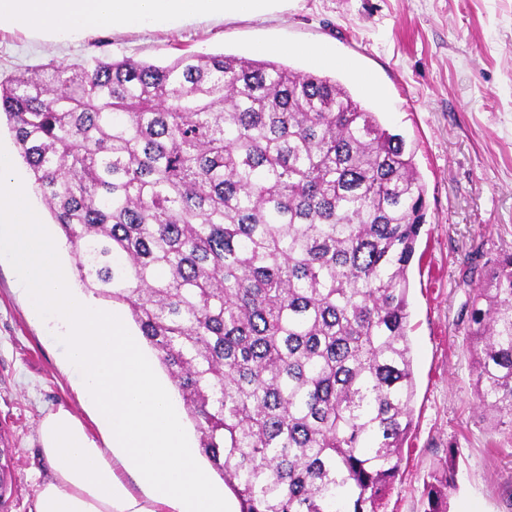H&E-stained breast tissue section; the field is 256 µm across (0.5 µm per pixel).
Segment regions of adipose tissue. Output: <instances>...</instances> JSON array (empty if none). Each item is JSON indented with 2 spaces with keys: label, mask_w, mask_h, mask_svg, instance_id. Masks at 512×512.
Instances as JSON below:
<instances>
[{
  "label": "adipose tissue",
  "mask_w": 512,
  "mask_h": 512,
  "mask_svg": "<svg viewBox=\"0 0 512 512\" xmlns=\"http://www.w3.org/2000/svg\"><path fill=\"white\" fill-rule=\"evenodd\" d=\"M278 0H0V28L28 27L47 41L103 26L164 29L201 15H260ZM62 245L42 225L0 145V255L15 266L34 315L65 346L91 436L69 409L40 424V455L52 467L34 512H224V490L196 461L176 394L120 308L74 288Z\"/></svg>",
  "instance_id": "1"
}]
</instances>
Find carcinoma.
Masks as SVG:
<instances>
[{"label": "carcinoma", "mask_w": 512, "mask_h": 512, "mask_svg": "<svg viewBox=\"0 0 512 512\" xmlns=\"http://www.w3.org/2000/svg\"><path fill=\"white\" fill-rule=\"evenodd\" d=\"M0 108L83 289L158 352L240 512H379L413 425L409 269L426 188L335 79L184 54L14 74ZM512 433V254L468 303ZM454 465L425 512H448Z\"/></svg>", "instance_id": "carcinoma-1"}]
</instances>
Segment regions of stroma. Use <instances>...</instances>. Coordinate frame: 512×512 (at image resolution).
<instances>
[{"mask_svg": "<svg viewBox=\"0 0 512 512\" xmlns=\"http://www.w3.org/2000/svg\"><path fill=\"white\" fill-rule=\"evenodd\" d=\"M263 41L306 72L301 50L330 43L351 69L323 68L414 152L427 216L409 272L417 383L412 433L383 512H424L423 490L456 464L448 512H512V434L474 395L465 305L496 260L512 254V0H287L257 16H203L169 29L103 28L52 43L0 29V82L50 61L95 57L167 64L184 53L254 58ZM63 347L29 309L0 257V432L9 448L7 512H33L51 469L39 425L64 407L82 414Z\"/></svg>", "mask_w": 512, "mask_h": 512, "instance_id": "stroma-1", "label": "stroma"}]
</instances>
